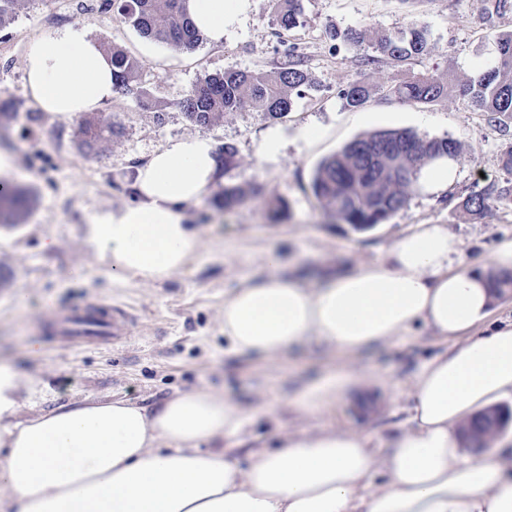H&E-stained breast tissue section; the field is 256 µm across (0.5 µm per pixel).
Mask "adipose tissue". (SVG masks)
<instances>
[{
    "instance_id": "ef3b65f1",
    "label": "adipose tissue",
    "mask_w": 512,
    "mask_h": 512,
    "mask_svg": "<svg viewBox=\"0 0 512 512\" xmlns=\"http://www.w3.org/2000/svg\"><path fill=\"white\" fill-rule=\"evenodd\" d=\"M195 23L223 42L248 0H190ZM31 98L63 119L96 112L114 91L100 43L69 28L34 39L25 58ZM212 141L167 142L138 168L135 201L94 214L86 245L110 279L151 283L180 272L197 233L185 206L203 202L221 177ZM443 224H418L385 261L308 284L282 272L241 284L224 301V339L236 352L276 359L314 338L353 354L430 329L447 347L415 376L410 416L387 452L374 435L328 427L282 432L274 448L201 452L204 441L240 435L248 413L208 390L156 409L125 399L68 403L19 421L21 374L0 361V512H512V437L482 451L462 430L512 396V319L492 320L489 269L512 271V239L489 266L459 262ZM373 382L349 373L319 378L293 408L329 405L346 390L368 400Z\"/></svg>"
}]
</instances>
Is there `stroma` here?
Listing matches in <instances>:
<instances>
[{"label":"stroma","mask_w":512,"mask_h":512,"mask_svg":"<svg viewBox=\"0 0 512 512\" xmlns=\"http://www.w3.org/2000/svg\"><path fill=\"white\" fill-rule=\"evenodd\" d=\"M296 28L282 33L274 0H249L245 14L224 30L216 44L203 40L191 52L142 38L118 15L112 0H98L92 12H76L75 0H30L0 28V100H9L17 119L0 120V152L13 163L4 180L28 193L25 210L0 223V358L20 369L18 419L83 399L115 397L147 408L181 392L207 389L251 414L245 445L275 447L280 428L315 432L325 427H366L378 442L403 426L423 362L444 343L429 329L369 345L353 355L335 352L312 339L274 361L230 351L224 341V300L241 282L275 274L266 264L277 252L288 269L308 281L325 274L384 261L394 241L417 224H444L461 242L466 260L485 262L502 240L512 239V208L492 206L471 219L460 203L470 192L503 181L505 137L487 116L459 94V82L476 77L478 59L494 56L493 36L512 32V10L482 20L478 0H301ZM416 19L431 31L432 50L411 64L386 62L362 69L352 46H334L328 30L363 24L392 30ZM77 27L103 47L122 49L138 63L136 81L116 89L94 112L102 123H117L121 137L103 144L96 156L79 148L76 116L43 114L38 125L24 115L37 106L25 87L24 61L33 39ZM294 43L307 58L315 88L287 118L269 122L246 107L225 113L214 126L189 121L179 101L200 79L227 69L275 70ZM436 71L448 81V95L426 106L384 96L385 86L411 74ZM375 86L369 101L344 109L336 90L358 76ZM149 92L157 107L139 103ZM318 125L327 136L312 146L299 128ZM385 129H411L427 137H449L461 146L449 193L410 187L408 202L386 223L358 232L328 216L310 184L318 163L355 137ZM278 134L283 148L273 160L258 156L262 139ZM210 137L216 147L231 143L237 154L208 199L187 206L184 221L199 234L196 256L170 278L112 284L97 257L83 243L93 212L134 202L130 184L152 152L176 138ZM235 185L244 201L229 210L214 208L224 187ZM284 201L279 220L268 204ZM58 246L46 252L43 236ZM98 304L123 311L128 336L110 343L74 346L50 332L53 319L77 306ZM38 352H30L32 342ZM374 377L383 401L365 417L344 399L312 413L289 406L312 380L329 371Z\"/></svg>","instance_id":"35a3bbf8"}]
</instances>
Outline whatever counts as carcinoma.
<instances>
[{
  "mask_svg": "<svg viewBox=\"0 0 512 512\" xmlns=\"http://www.w3.org/2000/svg\"><path fill=\"white\" fill-rule=\"evenodd\" d=\"M276 23L287 32L298 24L300 0H275ZM29 0H0V27L23 10ZM119 15L139 33L176 48L192 49L202 42L188 13V0H116ZM512 8V0H480L482 18ZM330 41L362 47L361 64L376 65L384 60L397 65L426 56L430 51V31L417 20H410L394 31L372 32L370 37L355 30L333 29L326 33ZM496 55L491 64L476 78L459 85L460 93L470 98L485 112L490 124L507 130L512 127V32L496 37ZM286 61L275 71L226 69L195 84L180 101L185 117L201 127H211L224 118V113L248 105L270 122H277L291 112L296 100L312 88L304 56L297 47L285 52ZM115 86L126 88L135 78L137 63L123 51L112 49ZM386 93L415 104H434L448 95V83L431 73H417L408 80L387 87ZM374 94L364 77H357L339 88L336 97L344 108H359ZM123 134L114 123L88 121L80 130L81 148L87 155L99 146ZM460 144L448 137L423 141L413 130H377L346 144L316 167L311 190L324 203L337 221L364 231L383 224L408 201L407 189L414 183L421 166L430 159L457 157ZM502 169L509 178L473 192L462 201L463 210L478 219L494 204L512 205V142L502 149ZM24 192L6 187L0 189V219L7 220L22 209ZM490 288L501 298L512 290V272L492 276ZM491 414L476 418L469 430L470 445L482 448L490 437Z\"/></svg>",
  "mask_w": 512,
  "mask_h": 512,
  "instance_id": "obj_1",
  "label": "carcinoma"
}]
</instances>
